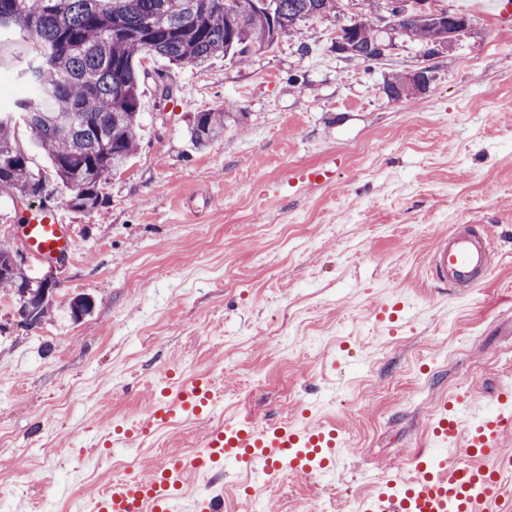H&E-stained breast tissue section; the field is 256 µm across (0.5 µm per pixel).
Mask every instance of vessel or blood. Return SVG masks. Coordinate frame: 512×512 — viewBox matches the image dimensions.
Listing matches in <instances>:
<instances>
[{"label": "vessel or blood", "instance_id": "b4317fda", "mask_svg": "<svg viewBox=\"0 0 512 512\" xmlns=\"http://www.w3.org/2000/svg\"><path fill=\"white\" fill-rule=\"evenodd\" d=\"M20 241L41 263L70 260L76 246L69 224L57 207L39 209L21 227ZM495 239L489 228L466 226L438 238L426 258L429 279L451 291H472L492 272ZM224 397L218 378L198 376L176 388H164L151 414L123 424L119 436L126 447L139 446L177 418H210ZM512 434V400L503 399L496 413H487L477 397L464 395L452 410H439L433 444L460 448L464 462L417 455L410 475L385 478L360 512H512V486L503 476L512 471V454L501 440ZM342 451L335 431L313 425L282 424L260 428L238 419L210 429L192 455H174L150 477L133 476L108 482L91 512H223L222 459L238 461L244 479L261 475L265 482L285 472L310 474L333 469ZM207 478V492L186 498L181 490L190 475Z\"/></svg>", "mask_w": 512, "mask_h": 512}]
</instances>
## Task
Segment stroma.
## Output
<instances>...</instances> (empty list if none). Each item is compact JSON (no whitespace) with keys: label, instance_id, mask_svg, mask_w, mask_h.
Returning <instances> with one entry per match:
<instances>
[{"label":"stroma","instance_id":"1","mask_svg":"<svg viewBox=\"0 0 512 512\" xmlns=\"http://www.w3.org/2000/svg\"><path fill=\"white\" fill-rule=\"evenodd\" d=\"M437 5L470 26L434 58L397 33L380 62L344 59L330 18L246 62L174 70L171 101L143 86L136 155L107 176L97 210L68 213L75 258L25 262L28 276L57 280L47 318L17 327L18 297L0 289L1 506L74 512L224 420L281 424L307 408L336 427L341 473H287L250 498L225 485L226 512L321 501L352 512L430 450L442 400L472 392L490 409L512 388V34L494 0ZM32 53L19 33L0 36L1 110L27 96ZM424 67V94L388 96L393 75ZM214 110L237 125L195 149L186 127ZM320 167L331 172L321 184L289 180ZM41 206L0 192V247L17 248L24 215ZM456 224L489 225L498 241L489 279L466 298L425 271ZM77 295L94 308L76 321ZM389 301L419 313L377 324ZM202 373L223 380L212 421L178 419L133 454L109 446L120 420Z\"/></svg>","mask_w":512,"mask_h":512}]
</instances>
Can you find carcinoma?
Segmentation results:
<instances>
[{
    "label": "carcinoma",
    "mask_w": 512,
    "mask_h": 512,
    "mask_svg": "<svg viewBox=\"0 0 512 512\" xmlns=\"http://www.w3.org/2000/svg\"><path fill=\"white\" fill-rule=\"evenodd\" d=\"M340 0H0V31L28 35L34 97L16 102L34 142L69 191L66 204L91 213L103 203L102 183L138 150L142 85L163 75L143 61L159 56L178 68L215 57L247 60L300 33L307 20L340 13ZM410 38L427 46L435 33L411 20ZM359 45L361 62L383 60L378 37L360 21L342 25ZM227 112H196L188 134L199 149L224 137ZM13 119L0 115V189L38 197L40 175L17 147ZM0 288L38 292L42 280L0 274Z\"/></svg>",
    "instance_id": "carcinoma-1"
}]
</instances>
